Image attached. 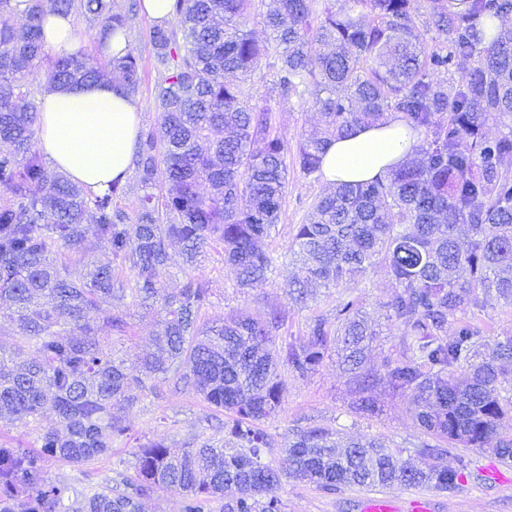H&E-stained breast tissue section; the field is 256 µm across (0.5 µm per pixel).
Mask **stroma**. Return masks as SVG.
<instances>
[{
  "instance_id": "obj_1",
  "label": "stroma",
  "mask_w": 512,
  "mask_h": 512,
  "mask_svg": "<svg viewBox=\"0 0 512 512\" xmlns=\"http://www.w3.org/2000/svg\"><path fill=\"white\" fill-rule=\"evenodd\" d=\"M152 22L142 14H134L129 22L132 49L142 63V81L135 95L142 112L143 130L156 126L159 109L155 100L158 73L154 67L152 49L148 35ZM277 57L269 55L254 79L245 87L246 93L260 95L266 99L272 112L273 123L279 134L288 143H295L298 135L319 127L321 116L313 103L298 98L281 96L277 87ZM326 188L321 178L305 175L298 168L288 170V193L282 206L280 218L270 238L263 247L274 258V271L269 279L257 287L242 291L235 287L234 280L224 267L220 250L208 249L205 260L196 271H188L181 263H174L161 281L164 293H176L188 274L205 278L212 288L210 302L205 315L211 319H222L239 311L277 308L288 313V320L280 336L289 341L302 340L306 326L317 315L332 316L340 291L336 288L319 289L307 307L290 306L288 285L296 269L286 262L287 250L298 224L304 223L313 201ZM371 282L367 289L364 306L366 318L380 324L381 336L373 342L366 359L373 368H380L387 356L395 352L399 331L386 319L382 301L386 295L385 272L372 269L368 275ZM127 320L130 324L127 335L112 339L115 357L126 363H134L151 346V338L159 329V317L137 307L129 308ZM286 393L280 415L265 424L271 436V446L265 453V461L282 469L286 466L285 445L293 429L306 425H320L338 430L342 439L349 441L364 437H378L387 444L399 445L402 457L412 466L425 468L427 460L419 456L413 445L421 436L408 402L404 399L380 395L382 410L379 415L364 418L348 411L351 400L345 374L337 360H325L318 371L307 377L284 372ZM134 429L129 435L115 440L110 457L87 465L89 485H97L115 471L132 468L133 453L139 443L148 439H162L173 446H181L190 436L215 442L223 441L225 414L213 412L197 396L171 391L161 386L156 391L144 392L132 409ZM467 455L471 461L470 473L457 488L432 491L431 497L438 512H512V467L502 468L498 458L489 448H472ZM365 487L351 486L334 492H325L314 484L293 479L282 481L278 495L283 502V512H358Z\"/></svg>"
}]
</instances>
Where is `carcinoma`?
Wrapping results in <instances>:
<instances>
[{
	"mask_svg": "<svg viewBox=\"0 0 512 512\" xmlns=\"http://www.w3.org/2000/svg\"><path fill=\"white\" fill-rule=\"evenodd\" d=\"M0 0V334L19 338L0 359V417L31 424L35 448L0 444V512H142L159 491L179 497V512H208L233 487L225 512H283L276 494L281 471L262 460L263 428L281 407L283 363L298 377L313 373L341 342L352 412H380L378 391L404 396L422 432L416 444L426 469L408 465L375 438L342 447L318 425L288 435V476L326 492L344 486L400 484L448 490L468 470L442 462L443 445L482 448L512 461V336L488 346L463 315L492 301L512 304V32L496 22L512 0H448L430 13L443 46L428 47L413 22L419 0H347L313 15L310 0H269L264 24L278 53L284 94H311L322 132L300 136L293 163L321 172L335 139L398 114L418 135L404 162L370 182H339L312 204L288 252L299 264L291 301L307 305L312 286L341 288L334 319L311 318L302 342L277 344L285 316L243 310L220 323L204 318L209 283L189 276L176 295L158 284L176 242L186 267L212 245L240 288L267 279L274 258L260 242L278 223L288 193V144L269 108L245 99L269 46L247 28L251 0H172L177 27L155 26L150 43L159 71L160 121L139 135L133 156L138 190L133 214L116 200L117 186L87 192L50 171L37 148L34 83L85 85L112 71L134 95L141 83L133 53L106 57L49 56L42 43L44 0H29L25 23L5 17ZM95 30L99 46L127 28L129 14L109 0H52ZM473 66L452 81L434 75ZM495 121L509 132L488 138ZM102 247L129 271L110 265L77 269L65 251ZM381 266L390 292L387 319L400 331L397 354L381 369L366 367L376 336L363 318L366 275ZM155 310L163 329L154 350L134 365L114 358L112 336H123L127 298ZM456 320L453 335L448 322ZM35 352L20 360L25 349ZM200 396L228 412L225 444L163 440L137 446L134 472L80 489L50 475L52 460L83 466L112 451L132 429L116 415L149 389L137 371Z\"/></svg>",
	"mask_w": 512,
	"mask_h": 512,
	"instance_id": "1",
	"label": "carcinoma"
}]
</instances>
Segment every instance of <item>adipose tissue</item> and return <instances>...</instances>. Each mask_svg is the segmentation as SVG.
<instances>
[{
	"label": "adipose tissue",
	"instance_id": "1",
	"mask_svg": "<svg viewBox=\"0 0 512 512\" xmlns=\"http://www.w3.org/2000/svg\"><path fill=\"white\" fill-rule=\"evenodd\" d=\"M43 45L53 55L81 48L74 14L46 9ZM39 146L59 172L89 191L102 193L124 183L140 134L138 105L120 84L105 78L91 85L47 88L39 101ZM416 138L398 117L335 140L322 164L326 184L365 182L403 162Z\"/></svg>",
	"mask_w": 512,
	"mask_h": 512
}]
</instances>
